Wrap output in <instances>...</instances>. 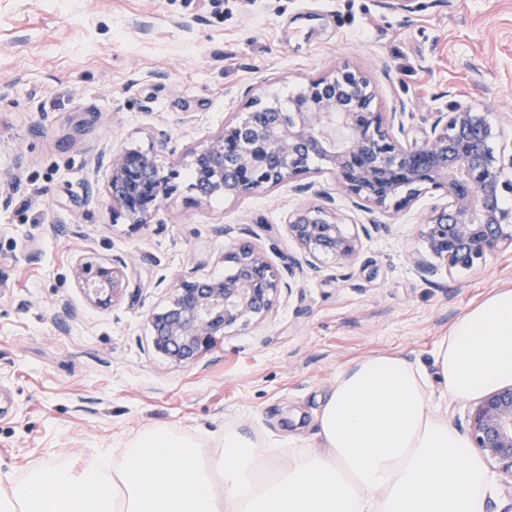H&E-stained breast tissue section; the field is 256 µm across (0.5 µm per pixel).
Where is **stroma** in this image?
Masks as SVG:
<instances>
[{"label": "stroma", "instance_id": "35a3bbf8", "mask_svg": "<svg viewBox=\"0 0 512 512\" xmlns=\"http://www.w3.org/2000/svg\"><path fill=\"white\" fill-rule=\"evenodd\" d=\"M370 79L379 111L427 126L454 104L512 121V0H0V479L46 463L80 469L95 449L165 426L217 453L225 430L312 448L320 401L351 365L396 354L428 365L453 322L512 288V251L479 270L428 276L411 254L428 191L363 238L345 265L295 275L260 323L217 337L192 364L153 354L149 318L184 280L230 271L237 225L280 272L297 248L287 216L319 190L320 167L251 196L200 199L187 153L251 102L286 99L342 68ZM177 191L130 230L105 192L112 151L156 149ZM230 227L219 235L220 227ZM126 260L136 298L92 306L76 258ZM76 312L68 325L63 309Z\"/></svg>", "mask_w": 512, "mask_h": 512}]
</instances>
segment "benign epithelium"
<instances>
[{
  "mask_svg": "<svg viewBox=\"0 0 512 512\" xmlns=\"http://www.w3.org/2000/svg\"><path fill=\"white\" fill-rule=\"evenodd\" d=\"M301 96L303 112L293 123L256 108L224 122L218 133L193 148L198 195H254L262 190L254 169H266L277 186L307 173L309 158L318 156L336 177L337 190L370 212L397 213L428 189L441 191L446 202L431 207L417 225L427 255L436 260L416 259L427 274L441 267L450 274L472 269L497 251L512 249V212L501 205L512 184L500 179V170L512 168V147L490 113L453 105L411 135L401 113L365 110V102L374 97L370 81L349 69L309 80ZM108 169L112 214L132 230L155 223L177 190L170 177L160 174L154 150H122L110 157ZM319 197L324 203L288 215V236L299 252L290 276L320 271L327 257L352 261L360 250L359 237L345 233L333 197ZM239 234L238 244L222 252L231 274L181 281L165 307L152 315L155 353L179 364L194 363L216 337L238 325L262 322L274 310L289 284L249 240L254 231L241 227ZM125 266L123 259L78 261L73 275L92 305L107 308L130 288ZM468 436L511 480L512 498L511 386L481 398L470 412Z\"/></svg>",
  "mask_w": 512,
  "mask_h": 512,
  "instance_id": "7a95c632",
  "label": "benign epithelium"
}]
</instances>
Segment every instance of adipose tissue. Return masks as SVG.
Here are the masks:
<instances>
[{
  "label": "adipose tissue",
  "mask_w": 512,
  "mask_h": 512,
  "mask_svg": "<svg viewBox=\"0 0 512 512\" xmlns=\"http://www.w3.org/2000/svg\"><path fill=\"white\" fill-rule=\"evenodd\" d=\"M512 385V289L460 316L432 368L380 354L336 382L318 413L322 445L264 448L236 430L205 458L157 426L81 470L33 467L0 487V512H486L495 480L448 402Z\"/></svg>",
  "instance_id": "obj_1"
}]
</instances>
